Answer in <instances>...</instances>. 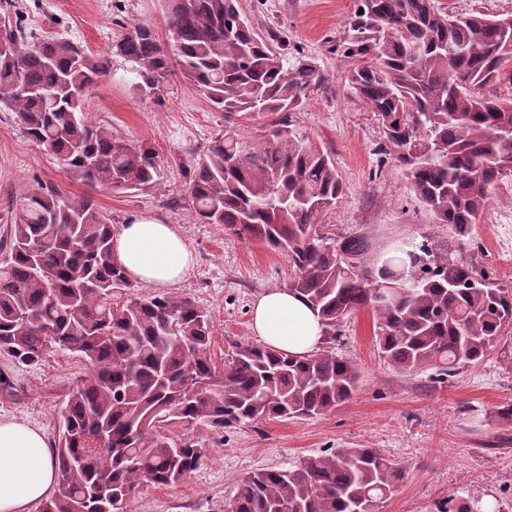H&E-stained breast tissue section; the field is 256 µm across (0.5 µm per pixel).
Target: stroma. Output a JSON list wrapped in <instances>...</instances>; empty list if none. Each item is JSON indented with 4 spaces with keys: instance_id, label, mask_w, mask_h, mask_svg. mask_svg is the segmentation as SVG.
<instances>
[{
    "instance_id": "stroma-1",
    "label": "stroma",
    "mask_w": 512,
    "mask_h": 512,
    "mask_svg": "<svg viewBox=\"0 0 512 512\" xmlns=\"http://www.w3.org/2000/svg\"><path fill=\"white\" fill-rule=\"evenodd\" d=\"M25 20L37 38L66 37L94 54H110L111 74L84 100L88 120L111 128L129 143L147 142L163 164L155 189L115 192L91 187L63 172L59 162L31 142L13 113L0 111V237L10 223L9 206L41 186L62 196L93 197L114 226L137 214L176 225L194 266L175 288L211 315V354L216 366L237 342H254L250 328L255 299L287 287L292 274L286 253L244 240L218 224L201 223L188 194L184 165L205 154L224 131V112L173 76L157 94L134 86V65L111 55L122 26L150 24L167 38L164 0H22ZM260 34H277L330 77L297 117L315 141L331 152L345 194L321 219L326 232L365 236L370 258L386 260L402 243L451 251L512 289V194L490 193L476 229L477 250L463 246L455 230L438 223L411 193L395 156L376 152L383 133L373 112L350 90L346 60L333 46L356 0H240ZM339 355L360 371L353 397L325 416L263 420L216 430L203 424L179 427L175 439L203 448L201 467L185 481L141 487L127 512H225L244 473L282 469L329 448L376 449L398 464L404 478L381 512H439L462 498L479 512H512V422L498 415L512 404V327L484 359L459 369L445 383L431 370L405 373L378 353L371 313L346 319L336 344ZM88 371L72 354L48 353L27 367L0 353V418L38 427L56 441L67 393Z\"/></svg>"
}]
</instances>
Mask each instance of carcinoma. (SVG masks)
<instances>
[{
    "instance_id": "1",
    "label": "carcinoma",
    "mask_w": 512,
    "mask_h": 512,
    "mask_svg": "<svg viewBox=\"0 0 512 512\" xmlns=\"http://www.w3.org/2000/svg\"><path fill=\"white\" fill-rule=\"evenodd\" d=\"M171 45L146 24L126 28L113 52L136 65L135 88L155 94L176 61L193 90L224 110V135L188 165L192 205L204 224L288 252V290L318 316L324 347L297 356L237 344L216 377L211 316L174 293L146 294L112 254L113 225L89 197L31 190L12 205L0 244V352L36 366L50 350L73 353L88 373L61 411L56 493L41 512H124L143 485L171 486L204 451L164 431L203 423L231 428L336 410L359 369L332 344L345 319L368 310L381 356L403 371L433 369L443 383L482 360L512 325V290L426 245L366 262L362 235L332 237L320 217L343 195L327 149L285 117L259 141L236 120L299 112L329 78L282 53L243 15L239 0H166ZM0 108L57 156L65 173L115 192L158 184L159 153L88 121L86 90L110 71L72 40H30L0 17ZM336 51L348 85L383 132L415 198L470 238L489 191L512 177V98L481 92L512 58V16L447 14L434 0H357ZM391 294L378 303L372 287ZM402 470L373 448H334L285 470L244 474L234 512H379Z\"/></svg>"
}]
</instances>
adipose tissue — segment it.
<instances>
[{"label": "adipose tissue", "instance_id": "1", "mask_svg": "<svg viewBox=\"0 0 512 512\" xmlns=\"http://www.w3.org/2000/svg\"><path fill=\"white\" fill-rule=\"evenodd\" d=\"M113 254L127 275L166 292L190 272L193 258L172 224L148 215L131 217L113 238ZM251 327L262 342L277 350L304 355L322 342L321 325L296 292L273 289L252 307ZM59 471L42 432L27 423L0 419V512H27L47 499Z\"/></svg>", "mask_w": 512, "mask_h": 512}]
</instances>
